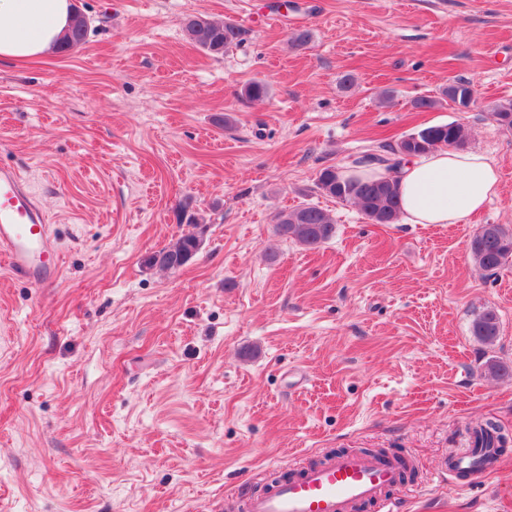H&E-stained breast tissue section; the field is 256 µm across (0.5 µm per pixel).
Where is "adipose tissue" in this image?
Wrapping results in <instances>:
<instances>
[{
  "label": "adipose tissue",
  "instance_id": "adipose-tissue-1",
  "mask_svg": "<svg viewBox=\"0 0 512 512\" xmlns=\"http://www.w3.org/2000/svg\"><path fill=\"white\" fill-rule=\"evenodd\" d=\"M75 16L73 0H0V62L56 51ZM406 224H464L499 192V173L477 151L448 148L402 161L396 173Z\"/></svg>",
  "mask_w": 512,
  "mask_h": 512
}]
</instances>
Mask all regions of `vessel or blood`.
Instances as JSON below:
<instances>
[{
	"instance_id": "vessel-or-blood-1",
	"label": "vessel or blood",
	"mask_w": 512,
	"mask_h": 512,
	"mask_svg": "<svg viewBox=\"0 0 512 512\" xmlns=\"http://www.w3.org/2000/svg\"><path fill=\"white\" fill-rule=\"evenodd\" d=\"M51 226L20 172L0 166V253L10 270L38 285L59 275ZM401 481L396 459L344 453L292 473L258 493L243 495L244 512H355L363 503L392 512L389 488Z\"/></svg>"
}]
</instances>
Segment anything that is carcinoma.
Here are the masks:
<instances>
[{"mask_svg":"<svg viewBox=\"0 0 512 512\" xmlns=\"http://www.w3.org/2000/svg\"><path fill=\"white\" fill-rule=\"evenodd\" d=\"M188 39L200 50L210 55H222L229 48L244 41L245 30L231 20H219L208 15H192L184 20ZM88 22L84 14L76 12L72 27L64 38L60 50L71 51L86 42ZM475 95L473 84L456 80L442 90V96L454 104H462V98ZM491 116L495 122L502 119L509 125L501 129L512 132V98H504L494 104ZM467 142L465 127L456 122L431 125L416 132L412 140L401 139L391 149V156L370 155L364 161L385 166L390 171L399 166L407 156L427 154L440 148L459 149ZM317 185L326 195L339 202L356 206L373 224H395L400 218L399 195L396 181L391 177L375 180L357 176H345L334 167L322 169ZM336 232L335 222L326 210L314 206L283 211L277 215V234L291 239L307 249H316L329 241ZM196 236L186 234L170 246L150 256L147 262L167 270H177L194 256ZM469 251L474 264L485 272L497 273L512 265V228L502 224H484L471 237ZM500 326L496 313L486 310L479 314L472 324V335L485 345L494 344L499 336ZM474 448L482 449L487 455L475 461L477 465L494 462L503 452L504 437L501 428L493 421H486L472 430Z\"/></svg>","mask_w":512,"mask_h":512,"instance_id":"cac0c4a2","label":"carcinoma"}]
</instances>
